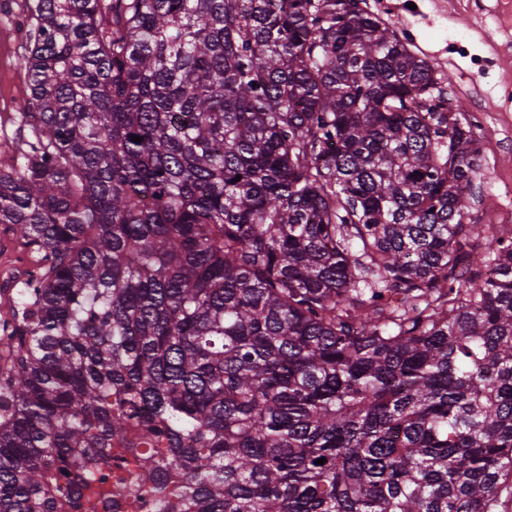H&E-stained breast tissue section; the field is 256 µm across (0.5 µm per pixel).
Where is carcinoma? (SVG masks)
Wrapping results in <instances>:
<instances>
[{"instance_id": "1", "label": "carcinoma", "mask_w": 512, "mask_h": 512, "mask_svg": "<svg viewBox=\"0 0 512 512\" xmlns=\"http://www.w3.org/2000/svg\"><path fill=\"white\" fill-rule=\"evenodd\" d=\"M25 2L0 512H497L512 225L433 66L367 0Z\"/></svg>"}]
</instances>
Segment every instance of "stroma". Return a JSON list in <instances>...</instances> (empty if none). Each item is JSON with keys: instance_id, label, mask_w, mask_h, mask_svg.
I'll list each match as a JSON object with an SVG mask.
<instances>
[{"instance_id": "35a3bbf8", "label": "stroma", "mask_w": 512, "mask_h": 512, "mask_svg": "<svg viewBox=\"0 0 512 512\" xmlns=\"http://www.w3.org/2000/svg\"><path fill=\"white\" fill-rule=\"evenodd\" d=\"M398 35L449 77L444 90L462 101L470 118L482 119L480 167L493 171L474 181L470 214L479 224H512V99L504 88L512 84V9L505 0H368ZM24 0H0V162L8 163L29 138L17 110L29 94L28 77L18 62L24 30ZM35 264L9 234L0 233V315L9 307L5 285L21 283L25 268Z\"/></svg>"}]
</instances>
